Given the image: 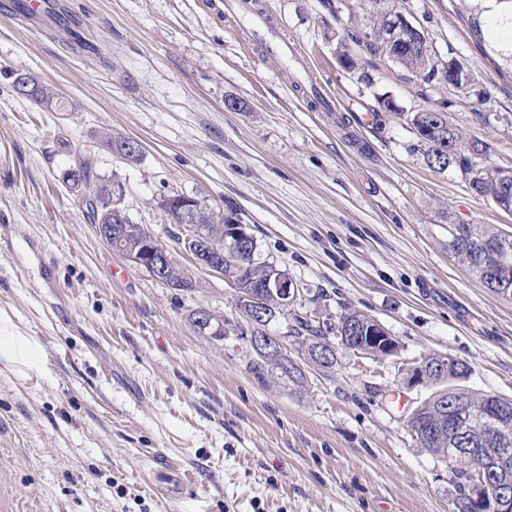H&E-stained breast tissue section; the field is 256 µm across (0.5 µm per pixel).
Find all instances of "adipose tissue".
I'll return each instance as SVG.
<instances>
[{"label": "adipose tissue", "mask_w": 512, "mask_h": 512, "mask_svg": "<svg viewBox=\"0 0 512 512\" xmlns=\"http://www.w3.org/2000/svg\"><path fill=\"white\" fill-rule=\"evenodd\" d=\"M44 358L43 345L0 310V371L28 379L38 377L43 371Z\"/></svg>", "instance_id": "adipose-tissue-1"}]
</instances>
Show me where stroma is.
Instances as JSON below:
<instances>
[{
  "mask_svg": "<svg viewBox=\"0 0 512 512\" xmlns=\"http://www.w3.org/2000/svg\"><path fill=\"white\" fill-rule=\"evenodd\" d=\"M49 3L23 23L0 16V309L46 349L42 379L0 373V512H457L447 462L408 426L433 389L406 375L449 355L469 365L470 391L512 399V302L448 250L449 224L510 234L512 214L429 167L376 106L447 104L489 143L487 163L511 168L512 53L476 42L469 0L403 2L474 75L466 91L399 79L389 62L344 67L337 48L366 25L359 0H257L300 66L205 0ZM21 75L56 108L19 94ZM105 135L137 142L139 161L104 151ZM84 155L181 266L163 199L233 208L258 261L297 288L290 314L326 326L362 312L398 355L340 346L331 372L307 366L301 382L259 366L223 277L198 271L176 290L99 238L62 179ZM200 307L223 317V337L192 324ZM177 473L190 490L164 496Z\"/></svg>",
  "mask_w": 512,
  "mask_h": 512,
  "instance_id": "stroma-1",
  "label": "stroma"
}]
</instances>
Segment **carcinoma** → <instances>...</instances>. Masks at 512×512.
Wrapping results in <instances>:
<instances>
[{
    "mask_svg": "<svg viewBox=\"0 0 512 512\" xmlns=\"http://www.w3.org/2000/svg\"><path fill=\"white\" fill-rule=\"evenodd\" d=\"M363 7L372 14L373 24L368 30L351 33V40L362 52L354 53L348 44L339 48V59L348 68L360 65L372 66L371 59H388L405 72V78L414 77L425 83L435 79L448 80V64L453 59L438 56L424 28L413 25L404 32L410 43H396L387 39L389 36V15L400 10L396 0H364ZM381 109L404 122L414 136L413 149L421 152L426 163L437 169H453L463 181H468L474 170H481L480 178L472 182L475 194L493 202L501 200L500 172L497 166L486 165L482 159L489 151V145L482 143L481 153L477 156L465 155L459 160H448L442 152L444 142L456 139L468 142L460 129L450 120L444 107L422 109L417 112H403L388 97L379 101ZM74 167L81 170L85 187H94L99 196V205L89 206L85 216L92 224H100L107 219L105 211L122 204L121 188L102 182L89 157H81ZM180 200H166V212L178 224H206L214 234H219L218 226L227 225L236 219V213L221 209L208 208L196 201L189 208L179 207ZM129 233L123 238L112 239V249L125 250L139 244L143 228L138 224H128ZM256 240L248 239L247 250L236 256L224 259V278L230 282L235 291L237 308L251 317V302L243 293L258 295L267 292L265 283L271 275L273 266L255 259ZM448 251L457 261L471 271L480 284L499 298L512 302V286L504 289L496 284V274L504 260L512 262V235L505 234L490 224H450L448 225ZM386 336L388 332L380 324L358 311H348L339 317L333 326L324 328L306 316L296 314L287 331V337L297 345L303 360L313 367L329 371L336 365V360L328 361L313 353L316 344L335 337L341 346L349 349L358 344L359 339L371 335ZM263 364L287 373L297 380L303 379L298 364L291 359L258 357ZM469 375V366L462 360L448 358V374L441 377L436 385L440 390L414 410L415 417L409 422L416 440L421 447L432 455L448 461V468L458 492L456 509L458 512H480L468 492L469 473L473 462L467 459H452L450 449L470 448L472 455L478 459L493 461L499 454V445L493 441L471 440L457 442V429L466 423L482 421L487 416L497 417L499 433L512 440V401L494 396H477L460 382Z\"/></svg>",
    "mask_w": 512,
    "mask_h": 512,
    "instance_id": "carcinoma-1",
    "label": "carcinoma"
}]
</instances>
